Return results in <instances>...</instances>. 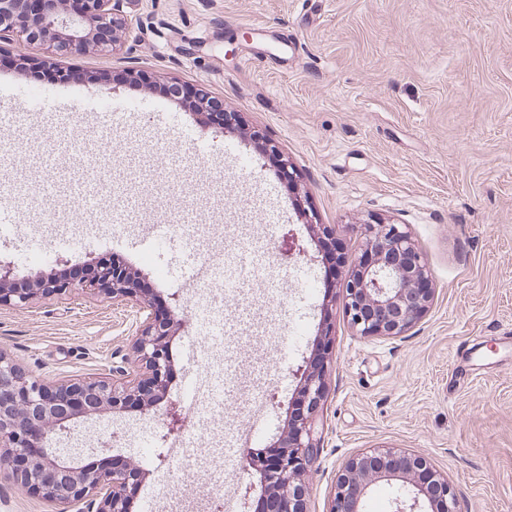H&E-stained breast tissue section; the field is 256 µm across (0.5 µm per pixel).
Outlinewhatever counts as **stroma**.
Returning a JSON list of instances; mask_svg holds the SVG:
<instances>
[{"mask_svg":"<svg viewBox=\"0 0 512 512\" xmlns=\"http://www.w3.org/2000/svg\"><path fill=\"white\" fill-rule=\"evenodd\" d=\"M134 14L144 34L120 29L110 53L60 57L20 40L0 48L83 74L57 85L77 103L60 125L33 116L0 127L10 151L0 183L25 194L23 222L0 231V263L32 281L112 254L139 271L146 302L186 321L169 338L173 375L162 400L79 418L52 446L80 449L73 463L82 467L89 448L112 440V455L141 466L132 504L140 512L145 496L162 493L144 454H170L193 434L182 383L188 375L207 382L194 351L228 357L232 391L263 393L268 446L288 429L297 368L321 353L328 391L316 416L319 457L304 477L310 512H331L339 470L378 446L428 458L460 512H512V0H138ZM131 68L221 96L238 119L203 123L188 102L127 82ZM35 86L26 70L1 67L0 110L28 107ZM86 97L104 108L140 101L168 113L170 127L105 121ZM256 130L279 145L295 185L256 148ZM305 209L318 227L304 224ZM204 215L210 231L192 246L147 247L152 225ZM51 218L96 223V237L58 247ZM271 219L274 244L293 231L308 252L281 265L278 341L260 330L268 259L254 249L243 307L224 305L234 334L206 343L185 269L218 253L220 226ZM380 220L406 225L435 288L427 314L397 338L356 335L342 304L364 227ZM328 230L344 246L342 263L330 287L311 293L295 275L323 279L310 256ZM37 244L53 250L50 266L26 263ZM139 325L138 304L91 287L38 293L0 307V353L39 379L105 377L130 353ZM465 340L485 368L474 381L460 376ZM174 408L185 421L171 434ZM0 512L73 510L20 490L1 449Z\"/></svg>","mask_w":512,"mask_h":512,"instance_id":"35a3bbf8","label":"stroma"}]
</instances>
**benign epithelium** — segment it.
<instances>
[{
  "instance_id": "7a95c632",
  "label": "benign epithelium",
  "mask_w": 512,
  "mask_h": 512,
  "mask_svg": "<svg viewBox=\"0 0 512 512\" xmlns=\"http://www.w3.org/2000/svg\"><path fill=\"white\" fill-rule=\"evenodd\" d=\"M72 11L68 0H39L29 13L26 0H0V44L16 38L31 45L50 42L61 54L79 53L99 40L98 31L123 25L124 5L131 0H81ZM77 282L41 280L34 288H17L0 264V306H22L41 290L65 294L95 287L121 301L141 298L138 276L118 261L90 267ZM424 259L404 225H368L364 249L353 274L343 285V307L351 327L362 337L404 336L427 313L434 291ZM174 319L146 307L133 356H121L112 377L64 382L31 379L22 366L0 355V448L12 459L14 482L23 491L77 506V512H131L129 498L140 469L129 463L110 471L92 472L66 463L47 447L52 428L64 430L72 420L102 410L114 414L150 406L165 394L169 371L168 337ZM325 364L302 372L303 404L272 457L253 451L245 467L263 473L270 494L269 512H310L308 487L299 477L315 466L319 449L312 419L325 398ZM402 483L395 512H456L454 488L424 457L389 447H376L351 458L339 472L331 512H365V500L375 483Z\"/></svg>"
}]
</instances>
